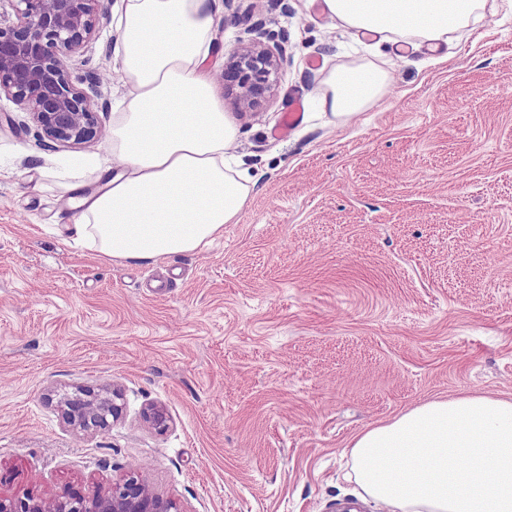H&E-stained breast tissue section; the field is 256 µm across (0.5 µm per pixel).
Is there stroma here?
<instances>
[{"mask_svg": "<svg viewBox=\"0 0 512 512\" xmlns=\"http://www.w3.org/2000/svg\"><path fill=\"white\" fill-rule=\"evenodd\" d=\"M448 46L392 56L386 97L330 127L313 97L350 64L310 0H233L215 69L252 29L279 32L273 97L236 115L255 183L205 251L109 261L76 244L55 162L0 128V491L83 492L137 464L184 512H332L355 499L353 435L420 403L512 398V0ZM73 74L106 73L112 12ZM302 113L273 136L294 103ZM113 382L123 417L73 430L57 400ZM164 404L156 431L141 418Z\"/></svg>", "mask_w": 512, "mask_h": 512, "instance_id": "stroma-1", "label": "stroma"}]
</instances>
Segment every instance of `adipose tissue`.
Returning <instances> with one entry per match:
<instances>
[{"instance_id": "adipose-tissue-1", "label": "adipose tissue", "mask_w": 512, "mask_h": 512, "mask_svg": "<svg viewBox=\"0 0 512 512\" xmlns=\"http://www.w3.org/2000/svg\"><path fill=\"white\" fill-rule=\"evenodd\" d=\"M488 0H319L333 21L391 45L438 48L476 26ZM224 22L217 0H120L112 52L128 98L112 110V154L99 186L70 197L74 237L120 261L205 250L238 223L253 179L237 127L214 91ZM373 60L332 69L318 93L335 124L387 93ZM349 479L390 512H512V399L464 395L419 404L354 435Z\"/></svg>"}]
</instances>
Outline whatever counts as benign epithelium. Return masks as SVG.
Segmentation results:
<instances>
[{"instance_id":"obj_1","label":"benign epithelium","mask_w":512,"mask_h":512,"mask_svg":"<svg viewBox=\"0 0 512 512\" xmlns=\"http://www.w3.org/2000/svg\"><path fill=\"white\" fill-rule=\"evenodd\" d=\"M14 19L0 12V97L36 123L41 140L74 148L102 133L96 100L102 97L104 74L92 71L75 77L67 60L84 52L98 36L102 0H6ZM279 34L258 31V39L235 48L217 78L240 88L238 108L253 109L277 85L285 62L281 51L269 46ZM123 393L111 383L95 390L77 389L58 402L63 420L82 432L107 428L122 414ZM143 420L164 430L169 421L163 404L142 411ZM0 512H184L177 501L152 489L144 467L131 469L120 480L91 494L64 490L50 496L24 493L0 495Z\"/></svg>"}]
</instances>
